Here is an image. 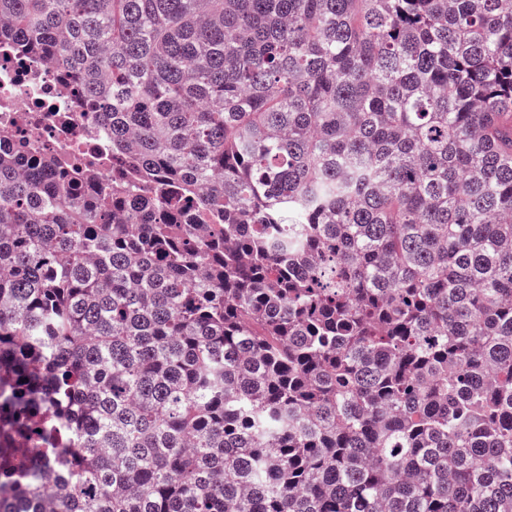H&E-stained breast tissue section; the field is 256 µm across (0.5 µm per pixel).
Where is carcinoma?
Listing matches in <instances>:
<instances>
[{
  "label": "carcinoma",
  "mask_w": 512,
  "mask_h": 512,
  "mask_svg": "<svg viewBox=\"0 0 512 512\" xmlns=\"http://www.w3.org/2000/svg\"><path fill=\"white\" fill-rule=\"evenodd\" d=\"M112 170L0 150V512H512V0H0Z\"/></svg>",
  "instance_id": "obj_1"
}]
</instances>
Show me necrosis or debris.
Returning a JSON list of instances; mask_svg holds the SVG:
<instances>
[{
    "instance_id": "obj_1",
    "label": "necrosis or debris",
    "mask_w": 512,
    "mask_h": 512,
    "mask_svg": "<svg viewBox=\"0 0 512 512\" xmlns=\"http://www.w3.org/2000/svg\"><path fill=\"white\" fill-rule=\"evenodd\" d=\"M0 145L57 156L112 181V141L70 76L34 55L0 53Z\"/></svg>"
}]
</instances>
